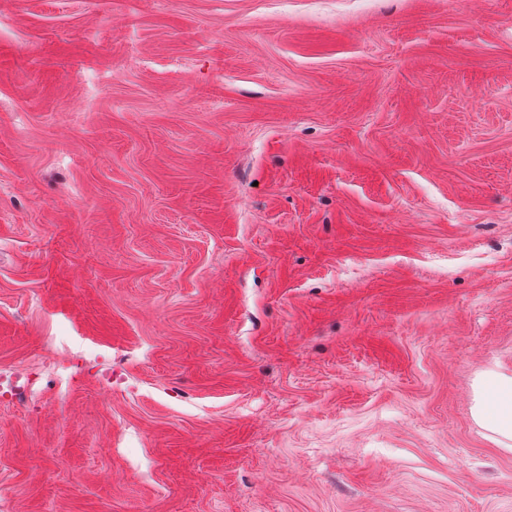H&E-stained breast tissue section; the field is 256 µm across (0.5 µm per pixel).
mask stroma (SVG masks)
I'll return each mask as SVG.
<instances>
[{"mask_svg":"<svg viewBox=\"0 0 512 512\" xmlns=\"http://www.w3.org/2000/svg\"><path fill=\"white\" fill-rule=\"evenodd\" d=\"M54 344L0 512H512V0H0V372ZM472 408L474 420L498 438L497 443L511 449L512 441V376L496 372L483 375L477 386Z\"/></svg>","mask_w":512,"mask_h":512,"instance_id":"obj_1","label":"stroma"}]
</instances>
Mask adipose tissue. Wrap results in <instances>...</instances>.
Segmentation results:
<instances>
[{
    "label": "adipose tissue",
    "instance_id": "adipose-tissue-1",
    "mask_svg": "<svg viewBox=\"0 0 512 512\" xmlns=\"http://www.w3.org/2000/svg\"><path fill=\"white\" fill-rule=\"evenodd\" d=\"M472 408L474 420L499 440L512 441V376L496 372L483 375Z\"/></svg>",
    "mask_w": 512,
    "mask_h": 512
}]
</instances>
